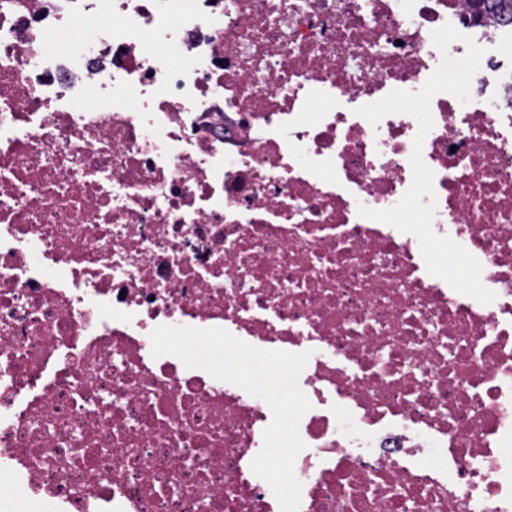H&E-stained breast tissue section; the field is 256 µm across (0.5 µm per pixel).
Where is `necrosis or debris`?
<instances>
[{"label": "necrosis or debris", "instance_id": "obj_1", "mask_svg": "<svg viewBox=\"0 0 512 512\" xmlns=\"http://www.w3.org/2000/svg\"><path fill=\"white\" fill-rule=\"evenodd\" d=\"M448 23L502 41L467 0H0V512H280L268 404L153 357L160 325L310 351L299 512H512V76L436 94L423 146L492 303L358 214L418 123L356 110Z\"/></svg>", "mask_w": 512, "mask_h": 512}]
</instances>
